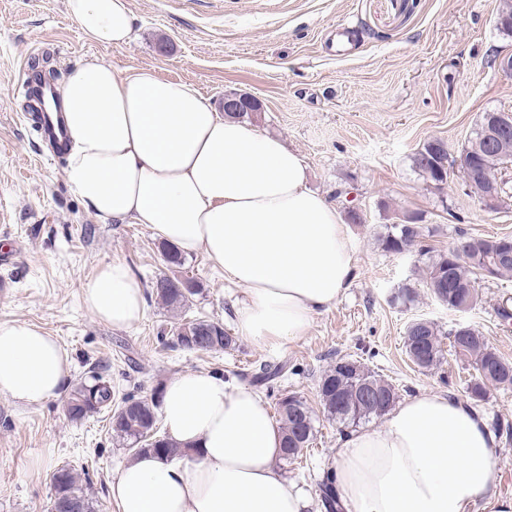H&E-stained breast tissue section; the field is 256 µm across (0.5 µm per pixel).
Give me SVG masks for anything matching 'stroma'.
Returning <instances> with one entry per match:
<instances>
[{"instance_id": "stroma-1", "label": "stroma", "mask_w": 512, "mask_h": 512, "mask_svg": "<svg viewBox=\"0 0 512 512\" xmlns=\"http://www.w3.org/2000/svg\"><path fill=\"white\" fill-rule=\"evenodd\" d=\"M501 2L130 0L132 40L101 46L69 18L65 0H0V324L23 320L54 336L71 363L69 386L98 371L118 400L151 398L188 371L211 369L241 384L255 363L287 361V375L261 396L271 408L280 394L301 396L314 411L316 438L294 464L276 467L317 497L342 436L317 396L336 359L364 363L403 399L426 391L465 398L474 368L452 348L427 370L406 356V328L425 318L445 336L471 326L512 361V324L497 316L512 281L480 283L478 303L454 311L427 288L416 253H388L378 242L404 215L434 229L427 243L438 249L462 233L512 235V204L486 211L466 195L460 172L438 190L412 165L425 141L439 138L459 152L483 113L512 111V78L488 64L494 53L512 52V33L496 25ZM90 58L123 74L150 68L186 81L214 106L231 92L255 97L262 108L250 124L300 152L329 204L364 211L365 223L350 227L355 277L302 339L271 348L242 338L236 350L204 356L171 348L174 315L154 289L168 271L160 240L146 225L104 224L87 212L67 188L65 158L48 160L26 108L23 86L37 70L59 87ZM112 261L125 263L145 291V315L126 330L82 303L86 283ZM185 269L200 286L185 317L236 332L243 288L202 252L186 257ZM406 285L417 302L393 303ZM63 404L58 397L22 409L0 396V512H50L52 473L63 465L77 470L97 512H116L109 483L131 460L129 444L113 437L109 411L75 422Z\"/></svg>"}]
</instances>
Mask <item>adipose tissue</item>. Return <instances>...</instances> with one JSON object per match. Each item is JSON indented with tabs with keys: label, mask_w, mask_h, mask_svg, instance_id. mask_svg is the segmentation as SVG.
<instances>
[{
	"label": "adipose tissue",
	"mask_w": 512,
	"mask_h": 512,
	"mask_svg": "<svg viewBox=\"0 0 512 512\" xmlns=\"http://www.w3.org/2000/svg\"><path fill=\"white\" fill-rule=\"evenodd\" d=\"M93 42L122 46L129 0H66ZM61 98L69 145L64 179L100 221L144 224L181 253L205 252L242 286L241 337L280 347L349 288L357 268L349 228L308 185L283 140L224 117L189 83L152 69L125 75L88 59ZM88 312L125 330L144 315L129 267L103 265L83 288ZM69 361L55 338L27 323L0 324V396L23 407L58 397ZM161 417L184 457L152 453L110 483L118 512H307L309 499L278 472L282 430L248 386L199 369L163 387ZM496 435L483 414L443 392L394 406L376 429L340 440L331 471L343 512H512L500 481Z\"/></svg>",
	"instance_id": "obj_1"
}]
</instances>
